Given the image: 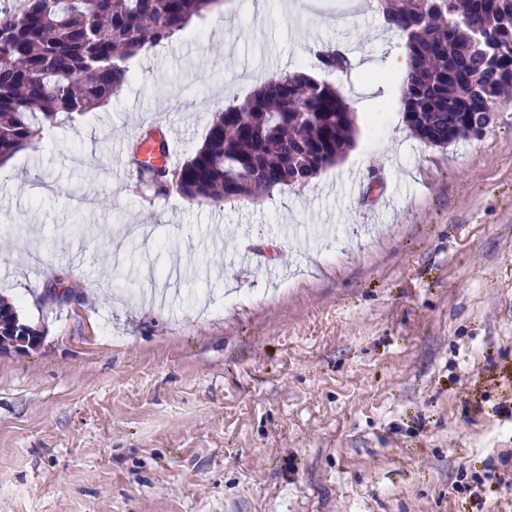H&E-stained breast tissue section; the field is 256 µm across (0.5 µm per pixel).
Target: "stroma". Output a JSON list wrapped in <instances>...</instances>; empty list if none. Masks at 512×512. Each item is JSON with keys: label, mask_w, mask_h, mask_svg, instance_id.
<instances>
[{"label": "stroma", "mask_w": 512, "mask_h": 512, "mask_svg": "<svg viewBox=\"0 0 512 512\" xmlns=\"http://www.w3.org/2000/svg\"><path fill=\"white\" fill-rule=\"evenodd\" d=\"M333 44L364 55L326 71ZM403 50L369 0H223L0 168V295L43 333L0 353V512H512V94L425 145L398 77L369 90ZM300 65L354 115L341 161L139 196L129 143L181 164Z\"/></svg>", "instance_id": "35a3bbf8"}]
</instances>
